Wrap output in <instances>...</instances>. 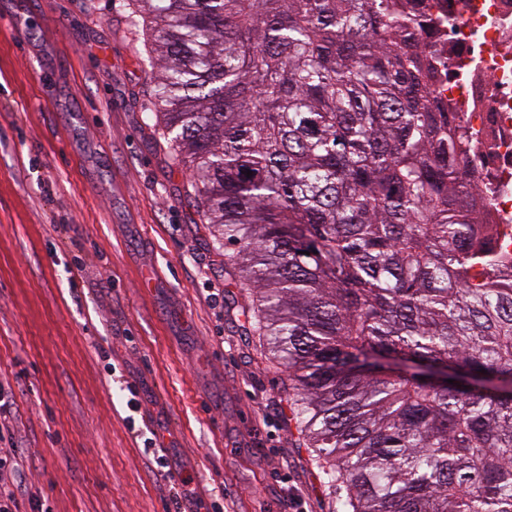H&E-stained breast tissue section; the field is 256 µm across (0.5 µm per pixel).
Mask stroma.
Listing matches in <instances>:
<instances>
[{
    "instance_id": "stroma-1",
    "label": "stroma",
    "mask_w": 512,
    "mask_h": 512,
    "mask_svg": "<svg viewBox=\"0 0 512 512\" xmlns=\"http://www.w3.org/2000/svg\"><path fill=\"white\" fill-rule=\"evenodd\" d=\"M129 13L0 0V382L28 487L51 512H165L169 475L188 473L186 512H290L292 486L334 512L249 288L211 296L230 255L143 121L154 70ZM155 428L166 473L147 466Z\"/></svg>"
}]
</instances>
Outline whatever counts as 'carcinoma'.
<instances>
[{
	"label": "carcinoma",
	"mask_w": 512,
	"mask_h": 512,
	"mask_svg": "<svg viewBox=\"0 0 512 512\" xmlns=\"http://www.w3.org/2000/svg\"><path fill=\"white\" fill-rule=\"evenodd\" d=\"M128 4L341 512H512V258L414 0Z\"/></svg>",
	"instance_id": "obj_1"
}]
</instances>
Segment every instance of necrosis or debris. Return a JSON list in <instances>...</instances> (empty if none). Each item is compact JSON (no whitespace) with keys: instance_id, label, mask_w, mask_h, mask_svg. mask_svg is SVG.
I'll return each instance as SVG.
<instances>
[{"instance_id":"4bbe7bcc","label":"necrosis or debris","mask_w":512,"mask_h":512,"mask_svg":"<svg viewBox=\"0 0 512 512\" xmlns=\"http://www.w3.org/2000/svg\"><path fill=\"white\" fill-rule=\"evenodd\" d=\"M425 40L450 71L436 91L452 100L475 143L471 165L489 193L493 224L512 223V0H417Z\"/></svg>"}]
</instances>
